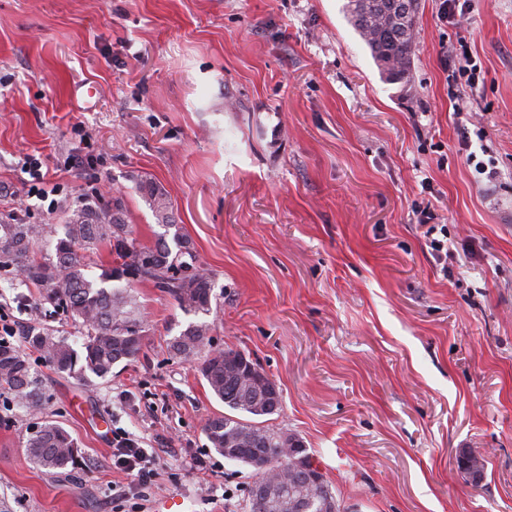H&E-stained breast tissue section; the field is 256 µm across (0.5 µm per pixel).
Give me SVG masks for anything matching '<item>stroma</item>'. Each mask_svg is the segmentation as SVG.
<instances>
[{
	"mask_svg": "<svg viewBox=\"0 0 512 512\" xmlns=\"http://www.w3.org/2000/svg\"><path fill=\"white\" fill-rule=\"evenodd\" d=\"M345 2L0 0V220L58 228L66 209L119 196L150 245L163 229L140 184H161L221 292L209 348L275 382L281 406L261 425L303 442L342 512H512V0H470L451 22L420 0L406 93ZM455 51L476 86L452 77ZM30 157L63 186L58 206L29 197ZM133 293L141 350L110 377L31 355L73 468L36 467L24 440L38 417L0 398L12 512H155L170 495L185 512H245L252 468L204 433L226 408L169 353L191 315L153 283ZM0 307L16 344L43 328L82 342L1 269ZM119 431L157 459L138 505L112 499ZM465 451L486 460L480 482Z\"/></svg>",
	"mask_w": 512,
	"mask_h": 512,
	"instance_id": "35a3bbf8",
	"label": "stroma"
}]
</instances>
